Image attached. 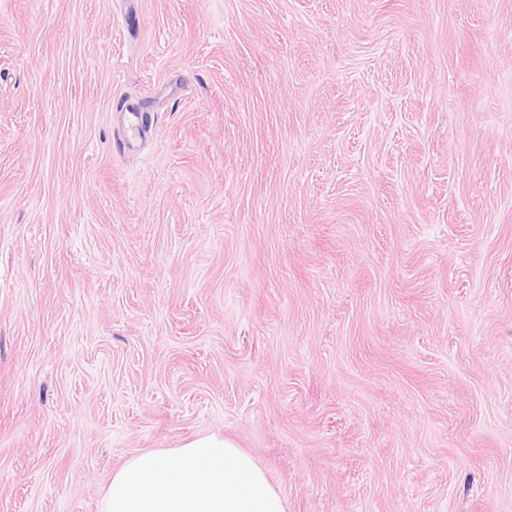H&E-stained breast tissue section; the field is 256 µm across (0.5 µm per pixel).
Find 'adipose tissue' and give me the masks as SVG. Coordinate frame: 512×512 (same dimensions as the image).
Listing matches in <instances>:
<instances>
[{
  "label": "adipose tissue",
  "instance_id": "adipose-tissue-1",
  "mask_svg": "<svg viewBox=\"0 0 512 512\" xmlns=\"http://www.w3.org/2000/svg\"><path fill=\"white\" fill-rule=\"evenodd\" d=\"M102 512H288V502L253 455L211 434L131 455L113 472Z\"/></svg>",
  "mask_w": 512,
  "mask_h": 512
}]
</instances>
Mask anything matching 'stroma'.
Listing matches in <instances>:
<instances>
[{"mask_svg":"<svg viewBox=\"0 0 512 512\" xmlns=\"http://www.w3.org/2000/svg\"><path fill=\"white\" fill-rule=\"evenodd\" d=\"M205 434L512 512V0H0V512ZM122 117L124 123L122 153L132 152L139 146L143 134L147 131V126L143 115L135 106H131L126 112H123Z\"/></svg>","mask_w":512,"mask_h":512,"instance_id":"35a3bbf8","label":"stroma"}]
</instances>
